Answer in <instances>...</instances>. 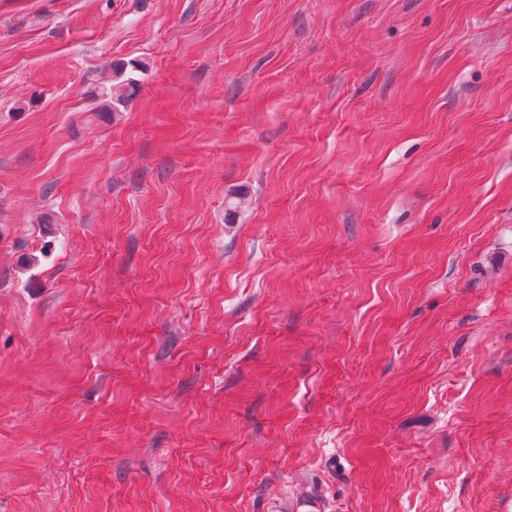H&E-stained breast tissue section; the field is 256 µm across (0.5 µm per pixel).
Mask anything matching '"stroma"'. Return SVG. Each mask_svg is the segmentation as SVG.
Segmentation results:
<instances>
[{"instance_id": "1", "label": "stroma", "mask_w": 512, "mask_h": 512, "mask_svg": "<svg viewBox=\"0 0 512 512\" xmlns=\"http://www.w3.org/2000/svg\"><path fill=\"white\" fill-rule=\"evenodd\" d=\"M301 493L512 512V0H0V512ZM127 65L123 64L114 69L115 80L112 86L102 89L98 93V97L103 102V109L116 112L118 107L124 106L138 89V84L131 77L124 79Z\"/></svg>"}]
</instances>
